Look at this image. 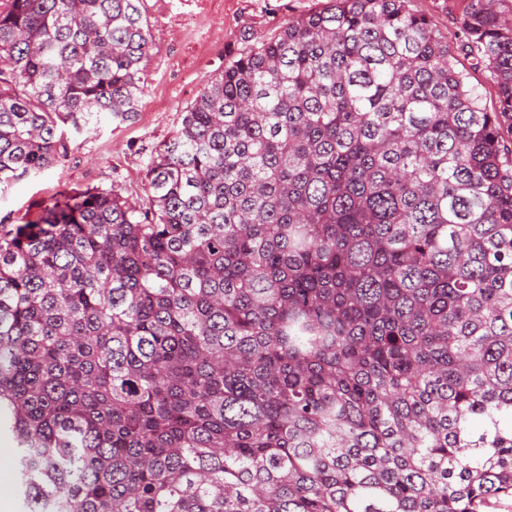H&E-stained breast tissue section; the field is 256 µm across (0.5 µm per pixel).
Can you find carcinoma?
I'll list each match as a JSON object with an SVG mask.
<instances>
[{"label":"carcinoma","mask_w":512,"mask_h":512,"mask_svg":"<svg viewBox=\"0 0 512 512\" xmlns=\"http://www.w3.org/2000/svg\"><path fill=\"white\" fill-rule=\"evenodd\" d=\"M482 111L410 0L224 64L145 197L0 223V433L28 512H483L512 499V20ZM144 0L0 10V186L139 112Z\"/></svg>","instance_id":"cac0c4a2"}]
</instances>
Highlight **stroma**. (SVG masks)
<instances>
[{"label": "stroma", "instance_id": "35a3bbf8", "mask_svg": "<svg viewBox=\"0 0 512 512\" xmlns=\"http://www.w3.org/2000/svg\"><path fill=\"white\" fill-rule=\"evenodd\" d=\"M327 0H144L157 35L135 119L108 114L86 129L68 130L70 149L58 165L0 188V222L39 221L63 189L112 187L124 197L144 196L145 173L160 145L170 140L186 108L210 79L244 48L243 36L268 38L289 21L325 7ZM469 0H413L445 40L480 108H498L495 81L465 47L460 19Z\"/></svg>", "mask_w": 512, "mask_h": 512}]
</instances>
